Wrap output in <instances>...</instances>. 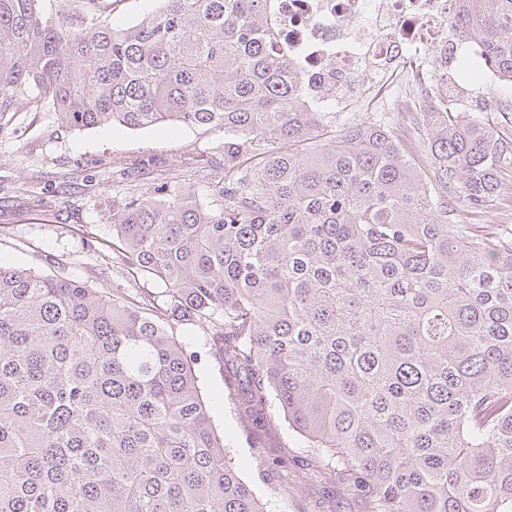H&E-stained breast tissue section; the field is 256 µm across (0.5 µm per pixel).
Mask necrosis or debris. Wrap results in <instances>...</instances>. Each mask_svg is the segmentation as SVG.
<instances>
[{
    "instance_id": "obj_1",
    "label": "necrosis or debris",
    "mask_w": 512,
    "mask_h": 512,
    "mask_svg": "<svg viewBox=\"0 0 512 512\" xmlns=\"http://www.w3.org/2000/svg\"><path fill=\"white\" fill-rule=\"evenodd\" d=\"M456 0H280L279 40L295 57L311 106L344 111L401 88L403 109L425 112L457 85Z\"/></svg>"
}]
</instances>
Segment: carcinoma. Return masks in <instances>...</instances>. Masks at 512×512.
Returning <instances> with one entry per match:
<instances>
[{
  "label": "carcinoma",
  "instance_id": "obj_1",
  "mask_svg": "<svg viewBox=\"0 0 512 512\" xmlns=\"http://www.w3.org/2000/svg\"><path fill=\"white\" fill-rule=\"evenodd\" d=\"M0 0V131L19 106L69 128H224V158L102 219L127 294L0 264V512H266L227 458L177 326L208 324L243 427L284 420L364 512H512V235L483 224L512 132L456 97L427 155L379 116L336 134L276 40L277 0ZM452 28L512 77V0ZM457 193L472 223L448 208ZM112 1V23L118 27H128L140 21L143 14L154 7L152 0Z\"/></svg>",
  "mask_w": 512,
  "mask_h": 512
}]
</instances>
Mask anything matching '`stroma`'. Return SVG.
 Returning a JSON list of instances; mask_svg holds the SVG:
<instances>
[{"label":"stroma","instance_id":"obj_1","mask_svg":"<svg viewBox=\"0 0 512 512\" xmlns=\"http://www.w3.org/2000/svg\"><path fill=\"white\" fill-rule=\"evenodd\" d=\"M223 152L224 131L216 127L78 130L61 126L48 110H24L0 134V262L68 277L97 291L158 292L161 281L130 275L121 255L108 246L112 227L102 212L112 182L125 164H143L150 173L139 180L138 191L148 195L161 174ZM176 334L190 337L199 390L214 428L269 512H363L340 486L309 470L306 448L286 427L264 434L265 449L255 455L254 436L239 423L228 398L231 375L212 357L206 326H181ZM282 456L286 466H276Z\"/></svg>","mask_w":512,"mask_h":512}]
</instances>
